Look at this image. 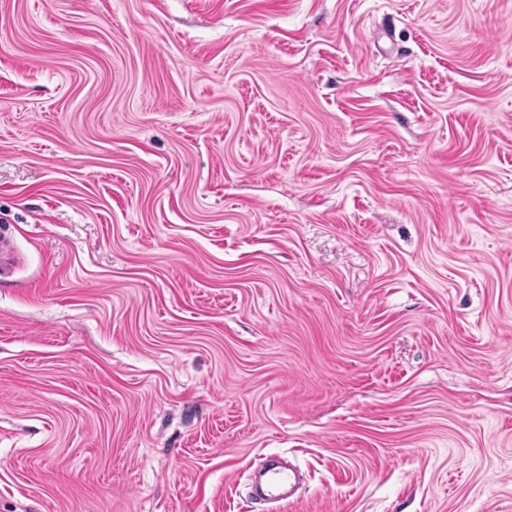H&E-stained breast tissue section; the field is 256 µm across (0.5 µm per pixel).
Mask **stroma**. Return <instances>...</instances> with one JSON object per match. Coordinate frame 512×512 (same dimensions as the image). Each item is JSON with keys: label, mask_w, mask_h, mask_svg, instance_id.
Instances as JSON below:
<instances>
[{"label": "stroma", "mask_w": 512, "mask_h": 512, "mask_svg": "<svg viewBox=\"0 0 512 512\" xmlns=\"http://www.w3.org/2000/svg\"><path fill=\"white\" fill-rule=\"evenodd\" d=\"M2 229L0 512H512V0H0ZM299 480L297 469L279 459H271L262 467L257 480L258 497L266 504L290 501Z\"/></svg>", "instance_id": "stroma-1"}]
</instances>
